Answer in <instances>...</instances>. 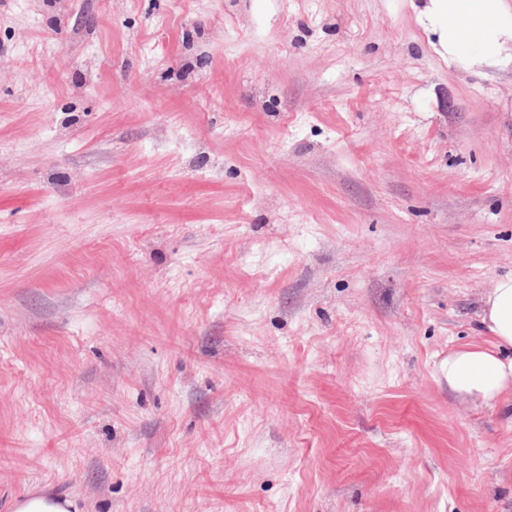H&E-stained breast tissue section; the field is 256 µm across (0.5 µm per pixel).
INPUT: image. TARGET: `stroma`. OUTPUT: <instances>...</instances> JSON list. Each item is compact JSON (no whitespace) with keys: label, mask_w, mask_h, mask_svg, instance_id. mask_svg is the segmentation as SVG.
Instances as JSON below:
<instances>
[{"label":"stroma","mask_w":512,"mask_h":512,"mask_svg":"<svg viewBox=\"0 0 512 512\" xmlns=\"http://www.w3.org/2000/svg\"><path fill=\"white\" fill-rule=\"evenodd\" d=\"M412 0H0V512H512L437 373L512 275V71ZM78 512L75 502L66 495L30 490L11 503V512Z\"/></svg>","instance_id":"35a3bbf8"}]
</instances>
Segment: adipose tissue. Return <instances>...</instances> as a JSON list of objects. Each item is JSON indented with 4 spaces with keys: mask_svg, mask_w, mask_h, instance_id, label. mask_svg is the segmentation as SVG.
I'll list each match as a JSON object with an SVG mask.
<instances>
[{
    "mask_svg": "<svg viewBox=\"0 0 512 512\" xmlns=\"http://www.w3.org/2000/svg\"><path fill=\"white\" fill-rule=\"evenodd\" d=\"M418 15L449 66L466 73L512 66V0H421ZM479 320L487 343L452 350L437 367L472 407L512 396V276L498 278L482 297Z\"/></svg>",
    "mask_w": 512,
    "mask_h": 512,
    "instance_id": "adipose-tissue-1",
    "label": "adipose tissue"
}]
</instances>
